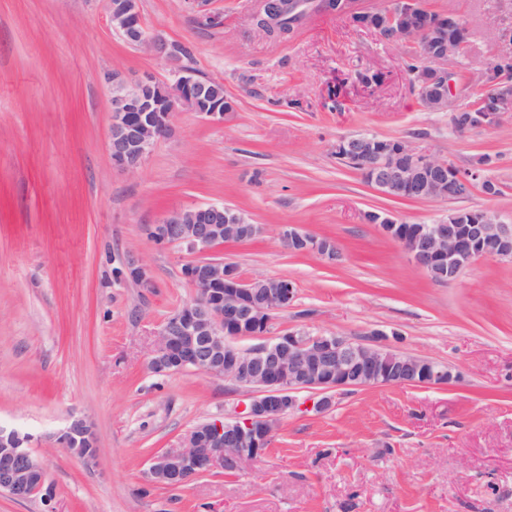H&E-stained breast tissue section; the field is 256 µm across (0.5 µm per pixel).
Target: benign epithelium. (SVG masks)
<instances>
[{
	"instance_id": "benign-epithelium-1",
	"label": "benign epithelium",
	"mask_w": 512,
	"mask_h": 512,
	"mask_svg": "<svg viewBox=\"0 0 512 512\" xmlns=\"http://www.w3.org/2000/svg\"><path fill=\"white\" fill-rule=\"evenodd\" d=\"M104 3L112 30L129 46L150 50L169 68L168 80L152 74L129 78L119 71L105 76L112 86V163L136 173L153 147L172 135L174 112L185 110L222 122L232 103L183 65L182 46L146 28L139 0ZM438 31L439 26L433 25L401 32L429 64L409 76L424 106L435 111L448 107V59L464 46L462 38L438 40ZM511 112L512 90L508 88L498 96L494 111H458L453 120L458 129L467 130L492 124ZM377 140L363 134L345 137L336 144V151L343 161L369 175L367 182L384 195L454 201L464 196L462 188L470 186L460 173L449 176L448 163L406 140L397 141V149L390 154L376 149ZM475 215V224H451L444 218L416 230L378 213L375 223L415 267L432 281L447 284L458 280L479 259H512V224H504L486 211ZM262 233L261 225L224 204L172 209L157 223L146 226V234L155 244H176L193 253L250 241ZM279 241L290 252L299 246L329 260L341 256L336 242L292 226L280 232ZM125 270L128 279L143 287L149 285L148 268L140 259L129 257ZM183 276L195 287H205L206 297L196 296L161 326L149 353V369L167 374L196 368L231 382L246 392V400L235 416L200 423L183 437L179 447L155 456L150 475L157 483L178 487L216 465L235 472L244 462L262 457L279 423L294 408L295 393L301 390L321 394L317 408L326 409L336 393L351 388L442 385L452 379L447 366L386 348L374 339L354 342L334 334L310 336L300 330L267 338L276 315L293 305L295 288L288 279L246 280L234 265L222 260L187 263ZM240 338H257L261 343L242 349L234 344ZM29 442V436L0 425V491L19 501L39 495L48 502L45 473ZM57 443L84 463L97 459L95 434L81 418L62 430Z\"/></svg>"
}]
</instances>
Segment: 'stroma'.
<instances>
[{
  "instance_id": "35a3bbf8",
  "label": "stroma",
  "mask_w": 512,
  "mask_h": 512,
  "mask_svg": "<svg viewBox=\"0 0 512 512\" xmlns=\"http://www.w3.org/2000/svg\"><path fill=\"white\" fill-rule=\"evenodd\" d=\"M420 2L461 19L466 44L449 68L456 105L474 106L488 72L512 63V0ZM263 3L140 0L145 26L183 46L198 76L223 82L233 109L221 122L175 113L173 135L130 174L108 151L103 76L164 80V65L113 32L102 0H0V424L32 436L55 512H512V261L482 259L436 283L363 218L430 224L458 207L512 224V116L457 130L411 83L412 42L316 11L271 35L255 24ZM365 70L380 83L359 84ZM354 134L410 141L479 178L452 203L383 195L336 157ZM210 203L264 232L207 258L295 284L272 334L379 331L453 380L355 388L321 413L316 394L299 392L266 455L242 472L152 482L155 455L242 400L199 370L147 365L157 331L197 290L182 275L193 254L155 245L144 228ZM284 224L334 239L341 259L284 251ZM131 254L150 287L118 276ZM76 417L97 437L89 468L55 441Z\"/></svg>"
}]
</instances>
